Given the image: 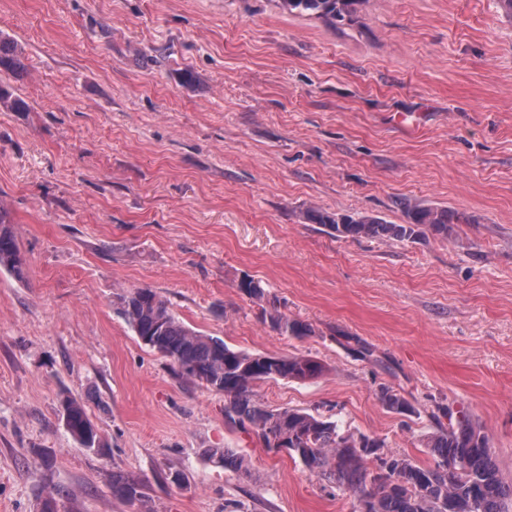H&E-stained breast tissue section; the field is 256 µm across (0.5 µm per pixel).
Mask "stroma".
<instances>
[{
    "label": "stroma",
    "mask_w": 512,
    "mask_h": 512,
    "mask_svg": "<svg viewBox=\"0 0 512 512\" xmlns=\"http://www.w3.org/2000/svg\"><path fill=\"white\" fill-rule=\"evenodd\" d=\"M0 203L27 260L0 269V512H358L224 397L186 381L120 313L154 290L186 326L320 375L268 379L270 409L319 411L432 464L438 405L489 434L512 483V19L498 0H361L339 27L278 0H0ZM462 214L460 243L345 239L303 212ZM313 333L281 336L237 288ZM380 363L359 360L347 336ZM390 388L409 415L379 402ZM80 399L101 445L61 402ZM225 448L245 459H208ZM121 475L141 498L112 492ZM63 416L65 424L70 433L80 442L85 448H95L97 441V434L93 436V442L89 443L86 439V432L91 425L84 405L75 398H68L63 402Z\"/></svg>",
    "instance_id": "1"
}]
</instances>
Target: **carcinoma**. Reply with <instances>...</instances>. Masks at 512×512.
Listing matches in <instances>:
<instances>
[{"label":"carcinoma","instance_id":"1","mask_svg":"<svg viewBox=\"0 0 512 512\" xmlns=\"http://www.w3.org/2000/svg\"><path fill=\"white\" fill-rule=\"evenodd\" d=\"M360 0H281L283 8L314 15L332 26L353 21ZM23 67L16 47L0 38V71ZM405 222L392 224L376 215L354 217L319 208L307 210L303 219L320 224L340 238L415 240L425 233L441 240L452 237L453 225L461 217L446 207L402 203ZM9 213L0 208V268L24 278L25 259L18 246ZM248 298L261 302L265 290L261 282L245 275L237 285ZM121 313L150 349L169 358L176 374L224 395V419L242 428L250 426L266 448L286 444L306 469L339 489L370 500L371 512H503L512 500V485L502 481L494 459L491 439L468 416L453 418L450 408L437 407L448 419V428L428 437L434 463L420 466L406 457L382 456L384 440L356 434L321 413L301 410H268L261 406L254 383L265 379L306 380L317 376L321 366L298 356L253 355L229 348L223 341L205 336L185 326L167 302L149 288H136L122 297ZM269 327L282 336H309L312 328L289 318L277 308L263 310ZM387 409L408 414L412 406L389 388L379 394ZM63 416L70 433L87 448L91 425L84 405L75 398L63 402ZM216 463L237 469L241 458L218 448L209 451ZM112 493L134 502L139 485L122 476L112 480Z\"/></svg>","mask_w":512,"mask_h":512}]
</instances>
